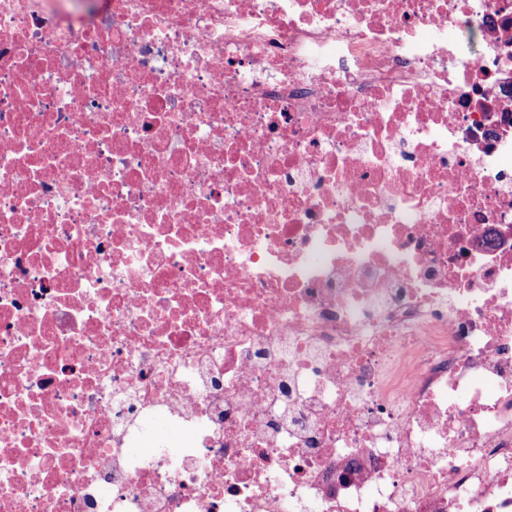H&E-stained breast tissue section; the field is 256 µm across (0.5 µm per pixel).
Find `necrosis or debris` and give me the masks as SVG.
Returning <instances> with one entry per match:
<instances>
[{"label": "necrosis or debris", "instance_id": "obj_1", "mask_svg": "<svg viewBox=\"0 0 512 512\" xmlns=\"http://www.w3.org/2000/svg\"><path fill=\"white\" fill-rule=\"evenodd\" d=\"M512 0H0V512H512Z\"/></svg>", "mask_w": 512, "mask_h": 512}]
</instances>
